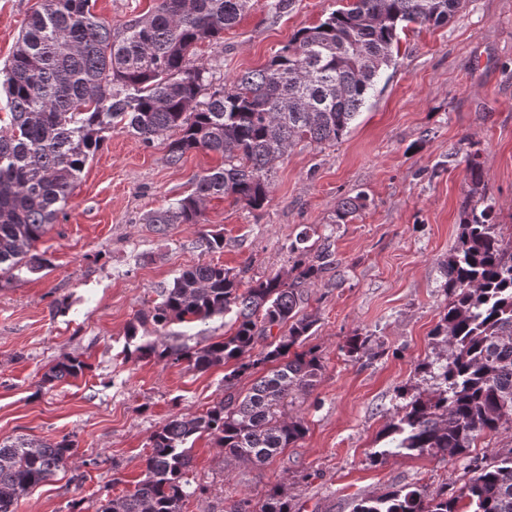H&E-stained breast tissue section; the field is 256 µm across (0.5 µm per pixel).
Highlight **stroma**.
Instances as JSON below:
<instances>
[{"mask_svg": "<svg viewBox=\"0 0 512 512\" xmlns=\"http://www.w3.org/2000/svg\"><path fill=\"white\" fill-rule=\"evenodd\" d=\"M43 0H0V66L27 16ZM251 0L221 45L197 55L230 80L267 65L300 29L323 20L336 0H292L280 14ZM476 153L482 190L504 233H512V0H465L447 24L409 25L395 65L334 144L300 142L270 176L259 210L230 197L207 199L199 224L165 234L145 215L189 193L195 175L220 155L166 161L165 140L144 146L115 129L89 160L64 216L36 244L51 265L0 288V442L19 437L75 442L73 462L19 500L16 512H98L141 478L152 434L173 415H195L224 396V368L205 372L126 355V332L159 291L194 265L211 262L264 279L290 270L287 246L304 228L330 237L339 264L309 290L317 323L309 345L323 364L316 388L291 394L285 414L307 433L262 466L227 463L210 438L192 447L199 490L185 512H228L283 485L296 512H352L356 500L402 486L435 494L469 478L465 458L396 455L373 462L397 408L427 396L435 381L419 370L443 358L430 333L448 302L443 265L457 242L469 198L466 156ZM368 205L349 224L333 223L343 197ZM224 234L208 253L199 236ZM369 356L348 357L353 334ZM68 356L84 376L38 383Z\"/></svg>", "mask_w": 512, "mask_h": 512, "instance_id": "1", "label": "stroma"}]
</instances>
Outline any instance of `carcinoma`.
<instances>
[{"label": "carcinoma", "instance_id": "1", "mask_svg": "<svg viewBox=\"0 0 512 512\" xmlns=\"http://www.w3.org/2000/svg\"><path fill=\"white\" fill-rule=\"evenodd\" d=\"M249 0H159L150 15L112 28L92 12L91 0H44L0 69L8 122L0 126V288L19 273L37 274L48 260L36 243L58 222L104 133L119 128L149 146L167 140L166 161L179 164L193 150L222 155L224 165L195 176L193 189L150 212L146 223L199 224L212 196L259 209L269 201L268 175L302 141L336 143L374 96L381 71L399 49L407 24L439 26L462 0H346L319 24L297 31L271 62L217 83L197 57L199 45L220 44ZM472 194L484 182L468 159ZM358 192L341 199L333 223L346 224L367 207ZM289 274L242 283L222 265L202 263L161 289V301L130 323L128 341L150 321L160 330L232 315L231 333L201 345L158 339L135 345L136 358L154 357L204 372L226 366L225 396L199 415H174L150 439L143 478L102 505L100 512H183L197 493L189 473L190 444L206 434L224 458L259 466L301 440L302 417L283 418L285 399L312 392L322 363L301 351L317 319L305 312L308 288L337 267L326 237L309 245L308 231L288 245ZM449 297L433 339L442 361L420 366L433 375L429 397L402 405L383 430L394 449L467 457L484 433L512 427V236L504 238L494 205L464 208L457 244L444 263ZM282 334L273 341L274 329ZM261 349H256L259 343ZM368 338H349L351 358L369 355ZM87 364L68 357L44 372L42 385L77 378ZM251 379L248 391L236 386ZM75 442L17 439L0 442V512H16L20 498L62 470ZM457 490L430 496L394 488L358 500L353 512H512V447L472 458ZM258 512H294L282 486L269 489Z\"/></svg>", "mask_w": 512, "mask_h": 512}]
</instances>
